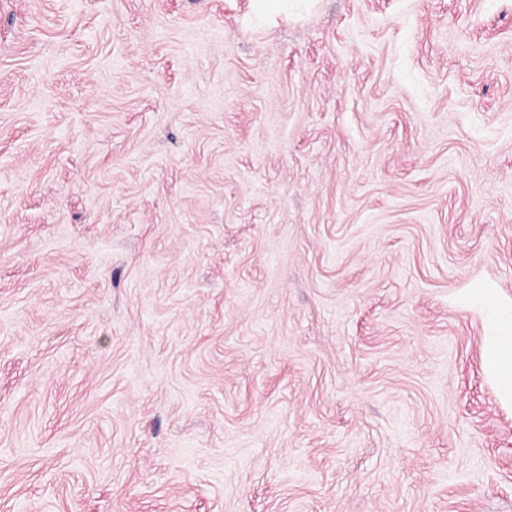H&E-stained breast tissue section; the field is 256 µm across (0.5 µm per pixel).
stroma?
<instances>
[{
  "mask_svg": "<svg viewBox=\"0 0 512 512\" xmlns=\"http://www.w3.org/2000/svg\"><path fill=\"white\" fill-rule=\"evenodd\" d=\"M0 0V512H512V0ZM253 17L258 19H273L299 5L297 2H310L307 0H251Z\"/></svg>",
  "mask_w": 512,
  "mask_h": 512,
  "instance_id": "obj_1",
  "label": "stroma"
}]
</instances>
